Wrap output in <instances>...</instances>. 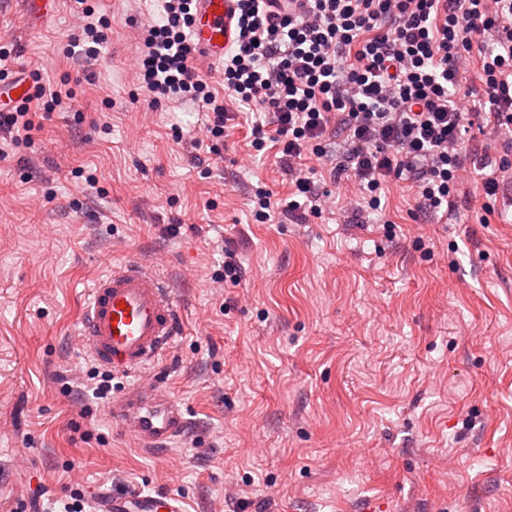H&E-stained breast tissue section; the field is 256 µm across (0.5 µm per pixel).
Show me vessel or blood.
<instances>
[{
	"label": "vessel or blood",
	"mask_w": 512,
	"mask_h": 512,
	"mask_svg": "<svg viewBox=\"0 0 512 512\" xmlns=\"http://www.w3.org/2000/svg\"><path fill=\"white\" fill-rule=\"evenodd\" d=\"M238 0H195L190 30L201 56L223 63L237 37ZM26 80L0 85V112L28 97ZM177 306L160 278L137 263L112 268L89 290L77 343L96 362L118 372H134L163 355L175 336ZM113 420L139 444L160 449L186 426L181 401L158 386L128 388L112 403ZM93 512H185L175 494L135 491L111 495L94 490Z\"/></svg>",
	"instance_id": "obj_1"
}]
</instances>
